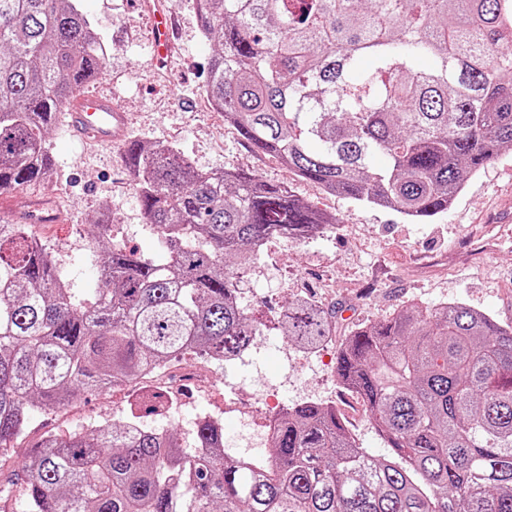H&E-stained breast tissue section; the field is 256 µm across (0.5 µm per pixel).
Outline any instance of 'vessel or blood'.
Wrapping results in <instances>:
<instances>
[{"instance_id": "b4317fda", "label": "vessel or blood", "mask_w": 512, "mask_h": 512, "mask_svg": "<svg viewBox=\"0 0 512 512\" xmlns=\"http://www.w3.org/2000/svg\"><path fill=\"white\" fill-rule=\"evenodd\" d=\"M139 7L155 21L153 45L157 58L169 57L176 48V21L168 0H141ZM67 112L71 138L86 145L114 147L125 141L130 129L127 112L108 96L77 95L69 102Z\"/></svg>"}]
</instances>
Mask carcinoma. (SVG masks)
<instances>
[{
    "instance_id": "carcinoma-1",
    "label": "carcinoma",
    "mask_w": 512,
    "mask_h": 512,
    "mask_svg": "<svg viewBox=\"0 0 512 512\" xmlns=\"http://www.w3.org/2000/svg\"><path fill=\"white\" fill-rule=\"evenodd\" d=\"M76 0H0V194L53 175L52 117L103 72ZM213 102L256 151L366 207L412 220L444 212L469 176L512 149V0H195ZM371 57L375 68L360 72ZM125 160L162 256L110 245L94 222L100 288L75 298L31 225L0 217V447L35 405L61 409L158 371L191 348L218 358L260 328L238 270L271 238L301 239L334 215L244 171L195 168L131 138ZM387 158L384 166L375 158ZM280 335L315 346L327 311L294 299ZM339 384L391 449L360 448L336 406L294 404L268 462L224 451L203 418L193 444L161 393L119 426L47 436L18 475L23 512H512V325L462 304L411 303L355 325Z\"/></svg>"
}]
</instances>
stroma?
Returning <instances> with one entry per match:
<instances>
[{
  "label": "stroma",
  "instance_id": "stroma-1",
  "mask_svg": "<svg viewBox=\"0 0 512 512\" xmlns=\"http://www.w3.org/2000/svg\"><path fill=\"white\" fill-rule=\"evenodd\" d=\"M135 2L77 0L108 49L106 68L90 88L112 95L128 113L131 136L176 147L201 170L256 173L338 219L335 233L296 243L273 240L258 254V273L242 283L241 303L264 335L276 337L280 311L299 297L331 311L334 346L355 324L394 315L413 301L429 306L458 302L502 323L512 322V223L498 221L499 215L512 214V151L471 176L448 211L427 221H408L397 212L325 193L278 159L255 151L225 124L221 113L210 110L205 68L215 45L200 31L194 0H171L178 18V51L163 67L153 61L150 22ZM49 139L51 180L0 196V213L24 224L27 206L48 199L59 219L36 227L35 233L55 254L76 297L84 298L99 286L93 222L100 212L112 215L113 240L144 257H160L158 233L141 209L122 150L84 147L59 125L53 126ZM179 363L201 376L176 380L186 402L180 412L156 423L175 427L187 444L196 413L223 416L225 397L235 392L240 400H250L284 371L279 353L270 346L253 355L250 364L224 372L210 370L200 353L187 354ZM306 378L307 391L280 395L282 405L304 401L309 394L336 404L359 447L374 457L386 456L387 448L361 402L337 382L335 353H328L322 372L307 373ZM134 408L129 389L115 387L78 395L61 410L37 412L12 447L0 448V481L20 469L45 435L88 433L101 422L124 421Z\"/></svg>",
  "mask_w": 512,
  "mask_h": 512
}]
</instances>
